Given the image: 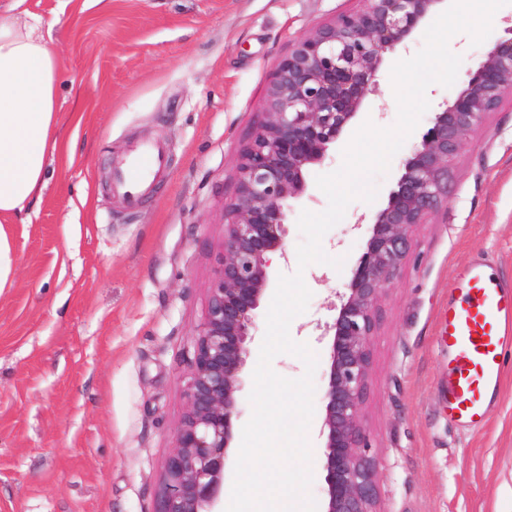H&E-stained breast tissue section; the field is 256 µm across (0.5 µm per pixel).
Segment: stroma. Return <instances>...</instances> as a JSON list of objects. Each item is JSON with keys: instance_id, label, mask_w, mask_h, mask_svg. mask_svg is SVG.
Returning <instances> with one entry per match:
<instances>
[{"instance_id": "35a3bbf8", "label": "stroma", "mask_w": 512, "mask_h": 512, "mask_svg": "<svg viewBox=\"0 0 512 512\" xmlns=\"http://www.w3.org/2000/svg\"><path fill=\"white\" fill-rule=\"evenodd\" d=\"M59 15L57 137L46 186L8 225L13 271L0 289V512H156L163 467L186 408L193 339L222 252L224 206L238 186V158L264 119V99L292 45L360 0H29ZM512 0L479 46L467 34L452 87L430 85L431 105L375 177L373 203L352 202L322 239L341 269H299L302 210L328 199L316 178L342 163L365 121L393 126L390 79L401 55L423 46L426 24L404 50L385 54L378 89L364 100L307 189L287 202V260L270 278L302 273L312 297L290 325L318 357L309 441L316 503L325 499L321 411L333 323L370 236L358 227L387 202L406 160L470 72L508 36ZM147 140L167 144L155 194L137 210L111 195L116 159ZM476 257L512 280V93L468 139L448 171V192L413 235L410 257L379 301L361 420L378 462V512H512V349L503 355L498 403L476 432L448 418V350L440 340L448 290ZM272 297L256 314L241 373L238 418L248 396Z\"/></svg>"}]
</instances>
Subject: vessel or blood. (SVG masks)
Wrapping results in <instances>:
<instances>
[{"label": "vessel or blood", "mask_w": 512, "mask_h": 512, "mask_svg": "<svg viewBox=\"0 0 512 512\" xmlns=\"http://www.w3.org/2000/svg\"><path fill=\"white\" fill-rule=\"evenodd\" d=\"M166 146L141 143L113 171L110 191L138 207L167 167ZM458 301L449 303L444 341L448 346L445 402L448 414L475 430L486 421L502 379L501 353L512 346V283L493 280L482 259H472L456 278Z\"/></svg>", "instance_id": "b4317fda"}]
</instances>
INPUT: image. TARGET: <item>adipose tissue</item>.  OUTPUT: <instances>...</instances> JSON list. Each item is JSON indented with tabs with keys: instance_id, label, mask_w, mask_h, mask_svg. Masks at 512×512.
Wrapping results in <instances>:
<instances>
[{
	"instance_id": "1",
	"label": "adipose tissue",
	"mask_w": 512,
	"mask_h": 512,
	"mask_svg": "<svg viewBox=\"0 0 512 512\" xmlns=\"http://www.w3.org/2000/svg\"><path fill=\"white\" fill-rule=\"evenodd\" d=\"M27 0L0 11V288L12 272L6 225L16 223L45 187L48 150L56 137L59 57L52 47L59 16H34L20 27L15 13Z\"/></svg>"
}]
</instances>
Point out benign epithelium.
Masks as SVG:
<instances>
[{"instance_id":"7a95c632","label":"benign epithelium","mask_w":512,"mask_h":512,"mask_svg":"<svg viewBox=\"0 0 512 512\" xmlns=\"http://www.w3.org/2000/svg\"><path fill=\"white\" fill-rule=\"evenodd\" d=\"M295 42L265 94V120L242 150L235 198L225 211L223 253L204 321L194 337L187 406L163 468L158 512H216L238 415L240 374L269 279L268 254L286 257V201L306 189L320 162L377 89L384 54L401 45L442 0H362ZM512 91V37L498 42L464 87L435 113L404 165L387 205L374 217L352 270L332 336L320 428L325 437L322 512H377L376 462L360 409L368 391L370 343L381 294L399 274L414 231L446 192L448 170L487 114Z\"/></svg>"}]
</instances>
